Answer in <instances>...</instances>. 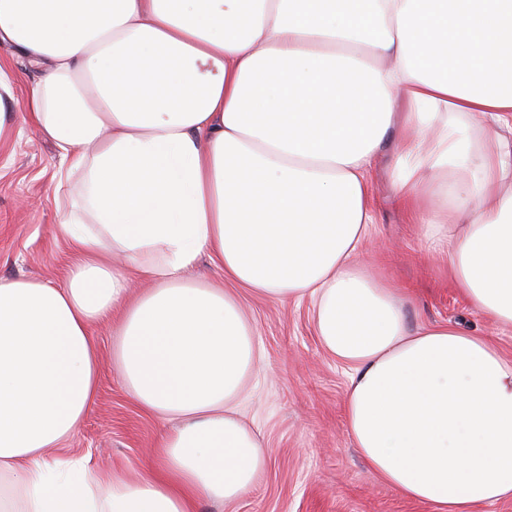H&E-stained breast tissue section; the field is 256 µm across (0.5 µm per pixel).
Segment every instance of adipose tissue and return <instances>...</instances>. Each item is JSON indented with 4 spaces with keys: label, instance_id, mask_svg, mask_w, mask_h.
<instances>
[{
    "label": "adipose tissue",
    "instance_id": "ef3b65f1",
    "mask_svg": "<svg viewBox=\"0 0 512 512\" xmlns=\"http://www.w3.org/2000/svg\"><path fill=\"white\" fill-rule=\"evenodd\" d=\"M1 43L41 73L23 120L81 176L65 285L0 277V472L24 512H196L253 487L268 457L235 404L261 353L238 286L312 304L352 443L400 496L512 499V360L409 332L356 261L398 127V205L512 329V0H0ZM204 253L228 288L186 278ZM116 313L128 396L181 421L134 480L50 455L94 402L91 330Z\"/></svg>",
    "mask_w": 512,
    "mask_h": 512
}]
</instances>
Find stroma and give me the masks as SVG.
Here are the masks:
<instances>
[{
	"mask_svg": "<svg viewBox=\"0 0 512 512\" xmlns=\"http://www.w3.org/2000/svg\"><path fill=\"white\" fill-rule=\"evenodd\" d=\"M389 137L373 168L377 222L358 260L396 288L409 330L450 325L492 338L512 357V331L473 310L454 288L447 259L434 252L421 225L396 203ZM62 160L39 130L14 121L0 134V276L63 285L72 252L58 232L54 201ZM240 302L263 352L261 369L239 401L270 459L239 501L200 502L198 512H433L380 481L354 448L345 417L347 377L315 334L307 305L279 304L247 293ZM100 366L95 402L55 456L90 455L93 469L136 475L154 462L158 438L172 429L128 397L114 363V337L94 327Z\"/></svg>",
	"mask_w": 512,
	"mask_h": 512,
	"instance_id": "obj_1",
	"label": "stroma"
}]
</instances>
